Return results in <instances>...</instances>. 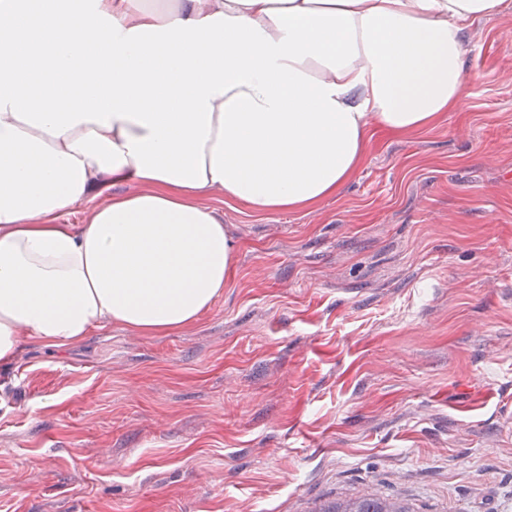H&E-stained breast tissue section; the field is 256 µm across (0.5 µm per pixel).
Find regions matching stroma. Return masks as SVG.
Wrapping results in <instances>:
<instances>
[{
  "label": "stroma",
  "mask_w": 512,
  "mask_h": 512,
  "mask_svg": "<svg viewBox=\"0 0 512 512\" xmlns=\"http://www.w3.org/2000/svg\"><path fill=\"white\" fill-rule=\"evenodd\" d=\"M422 132L370 126L336 195L217 196L224 293L0 364V512H512V9ZM352 504L357 505L355 512H411V508L402 502L391 501L377 495H364Z\"/></svg>",
  "instance_id": "obj_1"
}]
</instances>
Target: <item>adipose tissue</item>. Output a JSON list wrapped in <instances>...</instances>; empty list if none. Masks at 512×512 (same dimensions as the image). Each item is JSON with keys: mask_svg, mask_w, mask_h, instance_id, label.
Masks as SVG:
<instances>
[{"mask_svg": "<svg viewBox=\"0 0 512 512\" xmlns=\"http://www.w3.org/2000/svg\"><path fill=\"white\" fill-rule=\"evenodd\" d=\"M512 0H0V363L110 324L181 328L223 294L215 195H335L377 124L429 127L465 32ZM132 180L143 190L109 196ZM103 195L88 223L60 218Z\"/></svg>", "mask_w": 512, "mask_h": 512, "instance_id": "1", "label": "adipose tissue"}]
</instances>
